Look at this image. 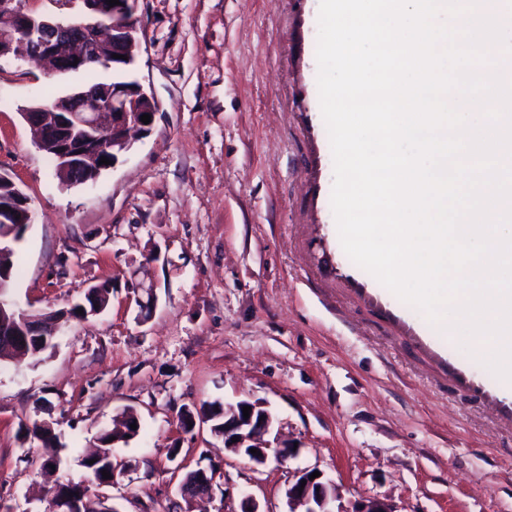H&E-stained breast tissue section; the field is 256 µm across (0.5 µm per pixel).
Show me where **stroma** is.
Wrapping results in <instances>:
<instances>
[{"mask_svg":"<svg viewBox=\"0 0 512 512\" xmlns=\"http://www.w3.org/2000/svg\"><path fill=\"white\" fill-rule=\"evenodd\" d=\"M319 0H139L133 76L154 97L148 134L95 182L63 188L24 107L83 84L0 60V172L29 199L8 299L54 310L112 286L102 314L71 321L40 360L0 363V512H48L46 482L89 477L84 451L123 410L141 424L114 448L128 469L100 487L119 512H184L187 472L217 466L195 512H237L253 494L286 512L289 473L317 468L334 512L379 499L394 512H512V436L436 384L356 307L327 310L301 282L315 175L302 115L320 109ZM154 287L140 320L133 287ZM261 403L297 444L253 467L182 406ZM51 422L46 471L33 422ZM232 500H225V491Z\"/></svg>","mask_w":512,"mask_h":512,"instance_id":"35a3bbf8","label":"stroma"}]
</instances>
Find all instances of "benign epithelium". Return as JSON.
<instances>
[{"instance_id":"obj_1","label":"benign epithelium","mask_w":512,"mask_h":512,"mask_svg":"<svg viewBox=\"0 0 512 512\" xmlns=\"http://www.w3.org/2000/svg\"><path fill=\"white\" fill-rule=\"evenodd\" d=\"M81 17L56 18L38 15L21 4V0H0V58L11 57L38 63L48 74H68L86 69L91 64L112 58L114 65H133L139 49L141 20L137 16L138 0H119L115 6L106 0H79ZM79 62H74V59ZM156 114L154 99L135 81L114 82L112 86H86L75 94L23 112L24 120L34 132L41 151L56 154L66 184L94 181L105 165L101 155H112V162L127 152L133 140L149 132L151 125L141 116ZM0 185L12 190V206H0V222L11 229L0 232V261L16 244L13 236L18 225L31 223L26 194L6 175L0 173ZM19 216L17 226L7 219ZM0 265V340L11 342L17 354L27 352L30 338L53 342L64 320L48 319L44 311L30 312L14 308L7 300L8 290ZM251 407L244 418L243 407ZM274 426L271 413L259 403L242 400L224 407V448L243 455L254 466H263L269 458L284 464L298 454V449L277 441H263ZM237 442H232V439ZM217 469L210 467L197 473L198 484L205 491L197 497L206 498L213 490ZM313 470L296 469L288 481L285 495L290 505L305 507L303 512H331L329 503L335 493L322 477L310 479ZM306 485H301V481ZM56 504L53 512H83L79 498L91 492L74 493L56 485L50 492ZM351 512H393L378 499L361 500Z\"/></svg>"}]
</instances>
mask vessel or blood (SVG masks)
Segmentation results:
<instances>
[{"label":"vessel or blood","instance_id":"obj_1","mask_svg":"<svg viewBox=\"0 0 512 512\" xmlns=\"http://www.w3.org/2000/svg\"><path fill=\"white\" fill-rule=\"evenodd\" d=\"M306 265L338 299L359 306L378 319L386 335L420 354L436 376L461 398L491 406L500 423L512 431V380L483 367L484 352L471 347L459 356L445 329L431 325L418 310L395 296L345 254L335 220L318 219L300 240Z\"/></svg>","mask_w":512,"mask_h":512}]
</instances>
